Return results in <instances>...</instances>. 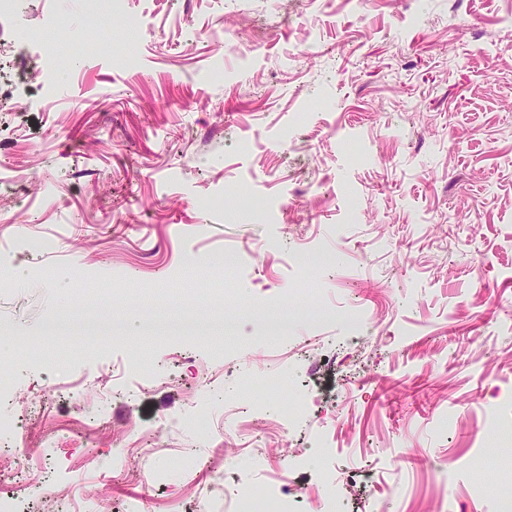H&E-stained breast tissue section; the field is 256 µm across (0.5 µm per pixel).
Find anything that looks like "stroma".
Masks as SVG:
<instances>
[{"instance_id":"35a3bbf8","label":"stroma","mask_w":512,"mask_h":512,"mask_svg":"<svg viewBox=\"0 0 512 512\" xmlns=\"http://www.w3.org/2000/svg\"><path fill=\"white\" fill-rule=\"evenodd\" d=\"M62 17L65 44H41ZM231 32L239 49L216 53ZM0 445L21 512H206L288 465L298 512H502L512 493V0H22L0 21ZM333 185L334 198L310 190ZM38 235L50 252H24ZM332 253L326 268L306 249ZM364 309L361 344L346 313ZM120 339L40 343L49 310ZM184 311L223 339L149 341ZM288 314V336L261 313ZM140 355L149 379L126 373ZM79 383L85 411L53 394ZM104 425L86 439L85 413ZM179 426L153 453L112 451ZM237 435L223 479L211 435ZM306 456L289 458V446ZM193 467L196 485L145 486ZM173 424H159L158 426H154L153 428L145 431H140L137 435L136 440L132 441L131 439L128 442V445H133L131 448H115L117 454H123L124 452H128L130 449H134V447H141L140 449L143 451H157L162 448H157V442L160 438L165 436L167 433V429L171 428ZM150 442V443H149ZM149 443V444H148ZM151 445L154 444L155 448H142L143 445Z\"/></svg>"}]
</instances>
